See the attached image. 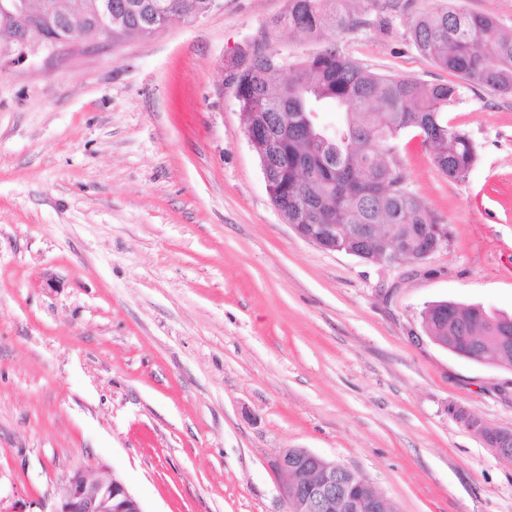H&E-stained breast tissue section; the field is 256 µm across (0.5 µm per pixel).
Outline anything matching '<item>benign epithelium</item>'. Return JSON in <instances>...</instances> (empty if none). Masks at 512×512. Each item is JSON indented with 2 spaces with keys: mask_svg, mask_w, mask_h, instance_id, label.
Listing matches in <instances>:
<instances>
[{
  "mask_svg": "<svg viewBox=\"0 0 512 512\" xmlns=\"http://www.w3.org/2000/svg\"><path fill=\"white\" fill-rule=\"evenodd\" d=\"M80 16L93 28L94 38L85 34L48 43L34 35L38 27L53 26L58 22L70 24L71 17ZM0 31L7 34V44L0 54L17 59L27 56L33 45L53 51L60 45L84 44L112 38V0H67V9L61 13L47 2L39 9L32 8L31 0H0ZM289 226L301 239L326 251H336L338 226L305 224L298 216ZM448 245V231L441 225L424 227L418 231L415 261L422 263ZM449 412L469 432L485 445L497 450L501 457L508 455L512 446V429L502 428L490 436L485 423L461 406H452ZM280 467L289 478L284 494L288 512H384L383 499L375 486L359 471L329 461L305 449L289 450L280 459ZM51 512H143L139 500L115 475L91 478L77 467L65 477L57 503Z\"/></svg>",
  "mask_w": 512,
  "mask_h": 512,
  "instance_id": "7a95c632",
  "label": "benign epithelium"
}]
</instances>
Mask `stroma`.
Returning a JSON list of instances; mask_svg holds the SVG:
<instances>
[{
	"instance_id": "1",
	"label": "stroma",
	"mask_w": 512,
	"mask_h": 512,
	"mask_svg": "<svg viewBox=\"0 0 512 512\" xmlns=\"http://www.w3.org/2000/svg\"><path fill=\"white\" fill-rule=\"evenodd\" d=\"M149 38L0 58V512H52L76 467L144 512H286L281 455L360 471L393 512H512V462L449 412L512 428V369L436 344L433 302L512 314V96L462 84L466 181L407 133L448 245L368 263L274 207L229 56L288 0H223ZM433 0L338 34L371 71L454 74L408 37Z\"/></svg>"
}]
</instances>
